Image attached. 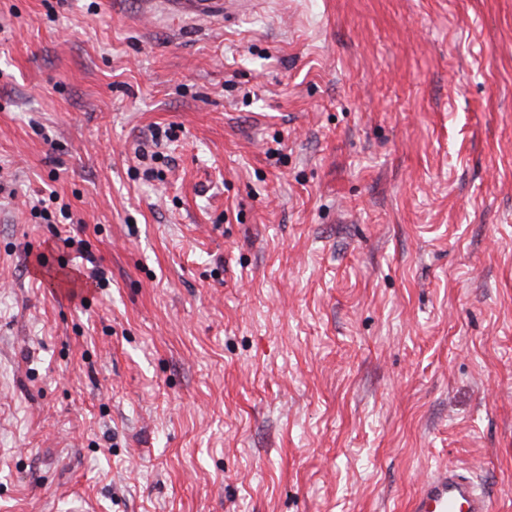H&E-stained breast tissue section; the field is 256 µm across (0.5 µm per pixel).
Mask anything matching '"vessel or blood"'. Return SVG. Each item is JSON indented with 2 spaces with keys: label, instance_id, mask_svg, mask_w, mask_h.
Returning <instances> with one entry per match:
<instances>
[{
  "label": "vessel or blood",
  "instance_id": "1",
  "mask_svg": "<svg viewBox=\"0 0 512 512\" xmlns=\"http://www.w3.org/2000/svg\"><path fill=\"white\" fill-rule=\"evenodd\" d=\"M251 0H168L167 10L191 19L242 13ZM406 512H491V502L480 491L468 469L456 464L434 469L407 501Z\"/></svg>",
  "mask_w": 512,
  "mask_h": 512
}]
</instances>
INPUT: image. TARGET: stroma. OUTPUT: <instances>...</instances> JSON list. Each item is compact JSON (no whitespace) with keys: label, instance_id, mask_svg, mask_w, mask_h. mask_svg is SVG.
<instances>
[{"label":"stroma","instance_id":"1","mask_svg":"<svg viewBox=\"0 0 512 512\" xmlns=\"http://www.w3.org/2000/svg\"><path fill=\"white\" fill-rule=\"evenodd\" d=\"M450 463L512 512V0H0V512ZM251 0H169L165 8L177 15L191 19L224 17L242 13Z\"/></svg>","mask_w":512,"mask_h":512}]
</instances>
